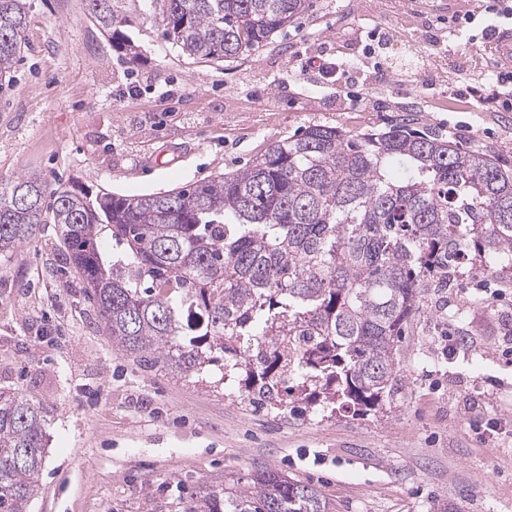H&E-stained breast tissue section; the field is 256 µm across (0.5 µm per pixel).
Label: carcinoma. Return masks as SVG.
<instances>
[{
  "instance_id": "1",
  "label": "carcinoma",
  "mask_w": 512,
  "mask_h": 512,
  "mask_svg": "<svg viewBox=\"0 0 512 512\" xmlns=\"http://www.w3.org/2000/svg\"><path fill=\"white\" fill-rule=\"evenodd\" d=\"M163 36L201 62L268 44L308 0H161ZM113 46L117 0H88ZM27 0H0V74L24 48ZM398 161L410 172L392 175ZM59 232L100 329L142 369L245 373L241 396L371 411L401 372L399 343L431 289L512 287V172L487 151L401 121L358 135L313 125L244 168L164 194L92 197L21 175L0 189V258ZM108 236L112 249L100 241ZM296 385L290 386L288 382ZM45 416L0 390V512H27L46 460ZM204 512H328L274 470L204 495Z\"/></svg>"
}]
</instances>
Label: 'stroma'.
<instances>
[{"label":"stroma","instance_id":"stroma-1","mask_svg":"<svg viewBox=\"0 0 512 512\" xmlns=\"http://www.w3.org/2000/svg\"><path fill=\"white\" fill-rule=\"evenodd\" d=\"M270 42L198 63L162 35L160 0H121L126 63L86 0H29L22 58L0 82V184L37 174L92 193H164L242 168L306 127L351 134L403 116L512 171V109L454 97L495 70L490 47L447 43L480 0H310ZM387 49L367 57L377 30ZM352 67L348 93L300 71L323 51ZM135 96H126L130 85ZM53 225L0 260V387L42 409L49 453L29 512H200L205 484L272 469L330 512H512V288L455 283L400 347L386 413L255 408L211 368L182 378L113 348ZM468 350L448 354V339ZM507 425L490 440L489 427Z\"/></svg>","mask_w":512,"mask_h":512}]
</instances>
